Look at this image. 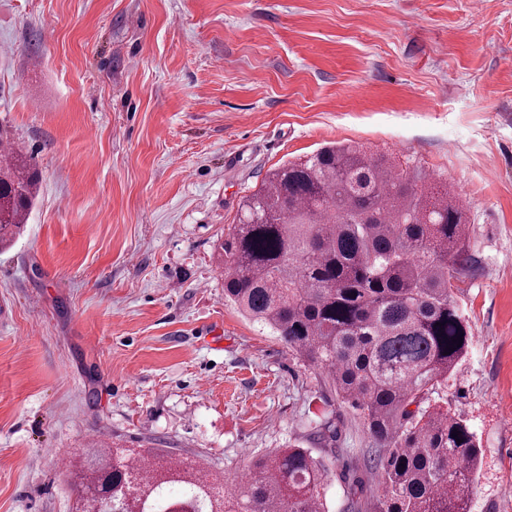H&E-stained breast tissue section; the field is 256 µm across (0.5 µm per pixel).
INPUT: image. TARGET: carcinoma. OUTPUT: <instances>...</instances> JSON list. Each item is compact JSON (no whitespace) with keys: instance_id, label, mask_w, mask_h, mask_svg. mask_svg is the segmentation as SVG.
<instances>
[{"instance_id":"carcinoma-1","label":"carcinoma","mask_w":512,"mask_h":512,"mask_svg":"<svg viewBox=\"0 0 512 512\" xmlns=\"http://www.w3.org/2000/svg\"><path fill=\"white\" fill-rule=\"evenodd\" d=\"M38 183L22 152L0 162L1 249L20 234ZM468 242L454 193L340 145L272 170L220 245L225 297L361 411L376 444L378 512H471L479 441L430 403L469 347L453 297ZM327 476L309 449L293 447L254 460L231 486L152 452L91 448L80 461L83 507L92 496L112 512H329Z\"/></svg>"}]
</instances>
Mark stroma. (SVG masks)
Returning <instances> with one entry per match:
<instances>
[{
    "instance_id": "1",
    "label": "stroma",
    "mask_w": 512,
    "mask_h": 512,
    "mask_svg": "<svg viewBox=\"0 0 512 512\" xmlns=\"http://www.w3.org/2000/svg\"><path fill=\"white\" fill-rule=\"evenodd\" d=\"M1 143L40 185L0 251V512H75L102 445L231 480L295 445L330 512L346 464L375 512L360 412L225 301L216 251L331 143L467 204L471 341L439 399L482 448L472 512H512V0H0Z\"/></svg>"
}]
</instances>
